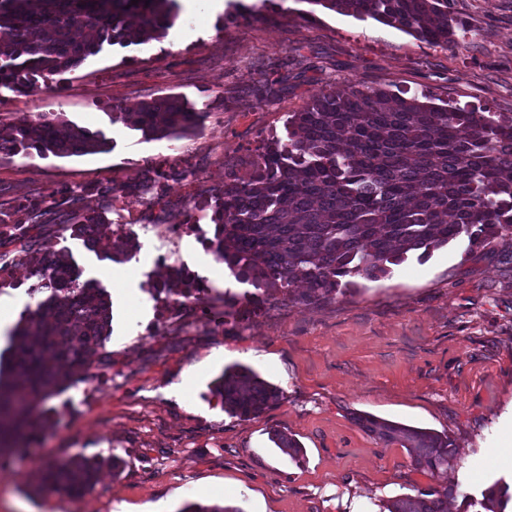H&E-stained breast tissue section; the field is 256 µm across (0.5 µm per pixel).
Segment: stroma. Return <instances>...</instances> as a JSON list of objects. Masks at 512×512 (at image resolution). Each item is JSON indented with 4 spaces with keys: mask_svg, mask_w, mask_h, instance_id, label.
I'll return each mask as SVG.
<instances>
[{
    "mask_svg": "<svg viewBox=\"0 0 512 512\" xmlns=\"http://www.w3.org/2000/svg\"><path fill=\"white\" fill-rule=\"evenodd\" d=\"M223 2L218 17L194 24L180 12L176 45L104 47L70 74L63 93L42 84L22 95L1 91L0 129L57 112L103 131L113 146L63 158L0 155V213L68 187L115 224L203 223L187 201L226 177H248L256 147L331 85L425 92L512 113V0H448L449 15L466 27L455 47L329 10L304 18L303 0ZM257 4L262 17L246 16ZM263 72L284 78L286 90L267 95ZM168 95L206 112L202 129L147 140L105 113L118 100ZM100 185L113 187L111 198L96 194ZM38 240L67 252L82 280L104 283L115 266L63 232L55 215ZM153 251L144 240L142 261L126 264L134 288L112 305L107 358L88 373L84 393L69 386L34 404L48 420L26 450L0 462V512H179L195 502L196 487L240 512H387L405 494L451 484L476 497L495 481L512 482V469L488 454L512 430V244L472 250L458 241L318 306L275 293L240 326L215 327L204 312L162 336L146 333L156 310L145 286ZM180 256L216 292H245L193 238L182 240ZM233 364L283 399L250 420L229 415L211 383ZM185 376L186 394L174 395L171 385ZM356 412L447 433L456 443L447 473L416 468L408 449L360 429ZM276 431L298 440L301 462L276 448ZM109 456L122 470L104 469L81 496L42 488L46 463ZM226 487L242 493L223 496Z\"/></svg>",
    "mask_w": 512,
    "mask_h": 512,
    "instance_id": "1",
    "label": "stroma"
}]
</instances>
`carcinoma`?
I'll use <instances>...</instances> for the list:
<instances>
[{
	"label": "carcinoma",
	"instance_id": "1",
	"mask_svg": "<svg viewBox=\"0 0 512 512\" xmlns=\"http://www.w3.org/2000/svg\"><path fill=\"white\" fill-rule=\"evenodd\" d=\"M359 20L371 18L431 45L457 43L462 22L448 15V0H302ZM178 17L177 0H0V89L25 94L38 83L67 88L64 74L105 45L140 44L165 37ZM111 122L149 140L179 139L199 128L204 113L179 96L108 105ZM286 139L273 134L258 149L247 178L188 202L211 212L216 258L254 292L224 291V316L240 323L272 293L283 300L320 305L356 280L376 281L412 253L420 257L467 238L469 248L512 239V113L438 105L433 97H404L354 85L323 91L288 113ZM99 131L44 112L11 127L0 154L57 157L108 151ZM56 203L19 202L14 225L26 235ZM452 214L453 222L444 220ZM105 212L73 209L63 230L86 240L108 238ZM112 306L94 284L77 298L50 289L35 311L11 333V357L0 362V457L28 446L45 414L19 405L28 394L46 399L84 380L90 358L111 336ZM224 410L250 419L283 399V392L250 369L233 366L214 380ZM365 432L410 450L416 466L448 467L453 441L445 433L401 425L370 414H352ZM272 441L291 460L297 441L275 433ZM115 458H76L45 469L44 486L80 496ZM451 486L402 495L388 512H448ZM508 488L481 492L485 512H505Z\"/></svg>",
	"mask_w": 512,
	"mask_h": 512
}]
</instances>
